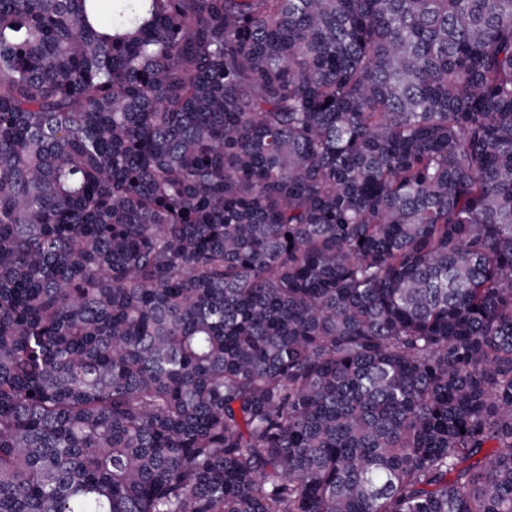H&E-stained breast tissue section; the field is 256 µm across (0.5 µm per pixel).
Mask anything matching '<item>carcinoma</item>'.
<instances>
[{
    "mask_svg": "<svg viewBox=\"0 0 512 512\" xmlns=\"http://www.w3.org/2000/svg\"><path fill=\"white\" fill-rule=\"evenodd\" d=\"M104 6L0 0V512H512V0Z\"/></svg>",
    "mask_w": 512,
    "mask_h": 512,
    "instance_id": "obj_1",
    "label": "carcinoma"
}]
</instances>
